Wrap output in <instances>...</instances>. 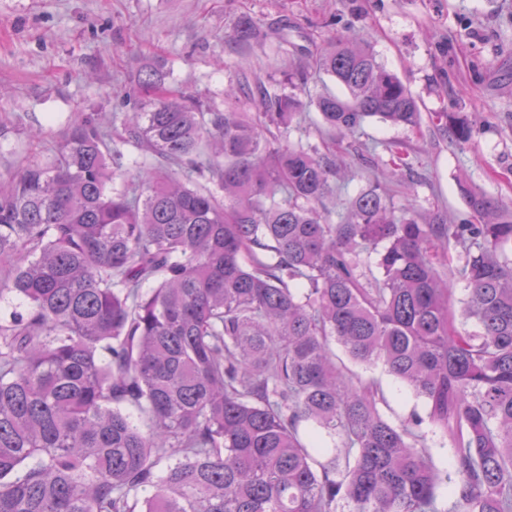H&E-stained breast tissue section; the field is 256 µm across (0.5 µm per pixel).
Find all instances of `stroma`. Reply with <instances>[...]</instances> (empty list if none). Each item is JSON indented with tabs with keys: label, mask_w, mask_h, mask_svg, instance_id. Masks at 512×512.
Returning a JSON list of instances; mask_svg holds the SVG:
<instances>
[{
	"label": "stroma",
	"mask_w": 512,
	"mask_h": 512,
	"mask_svg": "<svg viewBox=\"0 0 512 512\" xmlns=\"http://www.w3.org/2000/svg\"><path fill=\"white\" fill-rule=\"evenodd\" d=\"M244 14L257 38L234 49L230 34ZM340 32L373 44L416 97L421 123L368 119L345 136L338 178L385 181L396 203L456 224L470 217L462 177L512 207V0H0V175L42 158L75 113L133 111L139 80L156 63L167 83L220 105L225 85L280 77ZM443 110L475 120L467 148L432 123ZM36 129L43 140L32 139ZM392 144L406 148L410 167L389 166ZM374 375L386 416L420 410L403 384Z\"/></svg>",
	"instance_id": "35a3bbf8"
}]
</instances>
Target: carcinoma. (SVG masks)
Returning <instances> with one entry per match:
<instances>
[{
	"label": "carcinoma",
	"instance_id": "carcinoma-1",
	"mask_svg": "<svg viewBox=\"0 0 512 512\" xmlns=\"http://www.w3.org/2000/svg\"><path fill=\"white\" fill-rule=\"evenodd\" d=\"M312 64L345 91L315 100L328 128L419 126L370 42ZM141 85L117 134L77 113L0 190V300L26 305L0 322V512H512V209L461 182L474 223L449 224L374 181L327 210L336 142L287 141L302 68L222 110ZM435 118L470 144L466 114ZM348 361L423 415L388 419ZM373 376L379 379L385 396L386 406L382 410L392 420H404L413 411L422 412L421 403L399 381L387 375L381 369L373 372Z\"/></svg>",
	"mask_w": 512,
	"mask_h": 512
}]
</instances>
